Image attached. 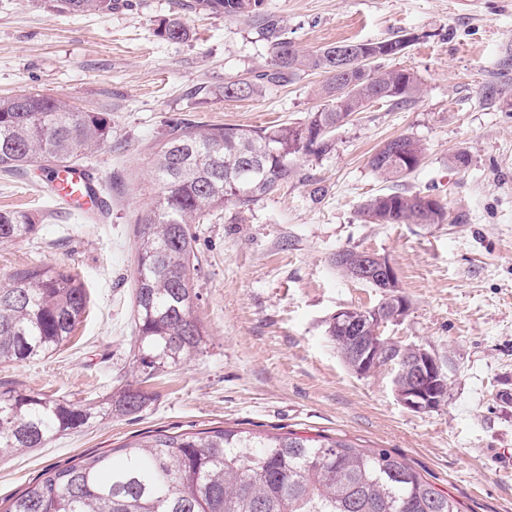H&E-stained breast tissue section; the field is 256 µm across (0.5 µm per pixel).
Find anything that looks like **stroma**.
Listing matches in <instances>:
<instances>
[{
    "label": "stroma",
    "instance_id": "stroma-1",
    "mask_svg": "<svg viewBox=\"0 0 512 512\" xmlns=\"http://www.w3.org/2000/svg\"><path fill=\"white\" fill-rule=\"evenodd\" d=\"M308 54L341 40L416 34L392 68L413 71L421 93L395 108L370 104L304 156L298 176L250 206L228 205L197 225L202 260L193 315L205 348L190 363L145 378L135 341V228L157 190L151 158L171 120L266 126L305 121L322 103L308 72L246 100L219 89L267 64L259 24L182 9L179 0H119L107 15L74 16L41 0H0V98L36 91L102 113L112 137L84 158L105 182L97 219L58 209L39 161L0 176V210L31 214L28 240L0 245V283L42 263L77 274L89 296L71 339L51 355L0 364V384L76 405L126 385L152 396L140 413L106 416L0 458V512L49 467L157 430L212 427L341 437L405 457L464 512H512V0H265ZM181 17L188 39L159 24ZM400 135L426 148L399 183L370 155ZM466 153L469 164L454 157ZM423 192L448 208L444 224H369V198ZM368 250L393 264L411 307L386 333L425 347L444 365L448 399L416 413L397 399L393 374L348 369L327 334L343 307L381 293L350 281L332 259Z\"/></svg>",
    "mask_w": 512,
    "mask_h": 512
}]
</instances>
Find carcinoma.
Masks as SVG:
<instances>
[{"mask_svg": "<svg viewBox=\"0 0 512 512\" xmlns=\"http://www.w3.org/2000/svg\"><path fill=\"white\" fill-rule=\"evenodd\" d=\"M116 0H51L69 14L106 15ZM218 17L254 18L270 43L271 60L252 75L224 83L227 100L259 95L268 85L286 86L308 71L325 76L324 99L297 125H196L175 119L157 145L153 175L160 192L136 228L137 278L133 359L144 370L189 363L202 350L206 331L192 311L200 272L192 225L227 204L248 207L298 175L297 158L319 155L331 133L373 102L404 105L420 94L417 76L388 69L386 60L417 40L395 34L381 41H340L300 53L283 20L264 11V0H194L186 5ZM157 35L185 40L180 18ZM346 53L339 71L336 51ZM112 137L98 112L79 110L61 98L24 91L0 98V171L38 160L66 168ZM401 153L372 170L399 181L420 166L425 148L400 135L384 143ZM421 192L376 195L360 207L369 224H443L445 206L424 210ZM27 213L0 210V244L34 233ZM88 295L68 270L30 264L0 284V364L46 356L72 336L86 312ZM328 336L345 364L355 369L347 341L328 324ZM151 401L128 385L94 406L61 403L18 387L0 386V456L44 448L55 435L106 415H134ZM110 453L86 455L50 467L15 497L5 512H461L459 502L437 489L403 456L364 448L325 435L270 434L224 427L205 431H157Z\"/></svg>", "mask_w": 512, "mask_h": 512, "instance_id": "obj_1", "label": "carcinoma"}]
</instances>
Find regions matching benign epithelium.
<instances>
[{
	"instance_id": "1",
	"label": "benign epithelium",
	"mask_w": 512,
	"mask_h": 512,
	"mask_svg": "<svg viewBox=\"0 0 512 512\" xmlns=\"http://www.w3.org/2000/svg\"><path fill=\"white\" fill-rule=\"evenodd\" d=\"M358 260V277L362 280L376 284L386 295L399 297L397 289L399 282L394 266L385 258L366 251L355 252ZM406 303L392 304L390 309L376 310L371 324L377 334L378 344L387 346L395 342L392 336L383 335L384 329L392 324L401 323L408 313ZM333 317L336 325L342 329L353 332L348 337L354 355L358 358L359 375L365 376L373 371L377 352L366 345V337L362 332L366 327L358 325L354 310L344 307L337 310ZM404 371L410 373V381L404 385L395 386L398 400L408 409L425 413L439 408L448 397V389L445 388L444 373L441 371L439 360L423 347L415 348V356L403 364Z\"/></svg>"
}]
</instances>
